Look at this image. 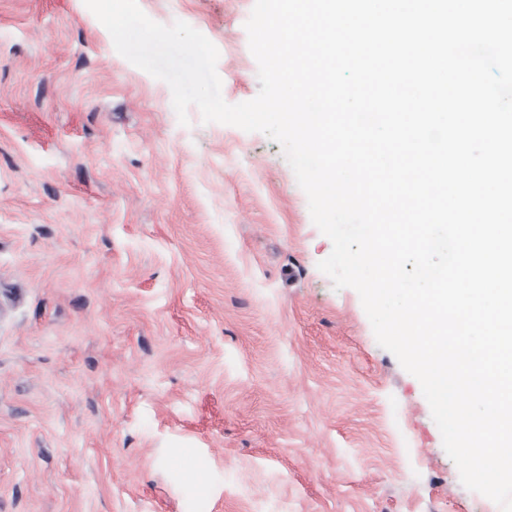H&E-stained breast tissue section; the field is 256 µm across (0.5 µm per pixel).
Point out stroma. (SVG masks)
Segmentation results:
<instances>
[{
  "mask_svg": "<svg viewBox=\"0 0 512 512\" xmlns=\"http://www.w3.org/2000/svg\"><path fill=\"white\" fill-rule=\"evenodd\" d=\"M138 4L257 96L255 0ZM188 117L84 0H0V512H500L280 145Z\"/></svg>",
  "mask_w": 512,
  "mask_h": 512,
  "instance_id": "1",
  "label": "stroma"
}]
</instances>
